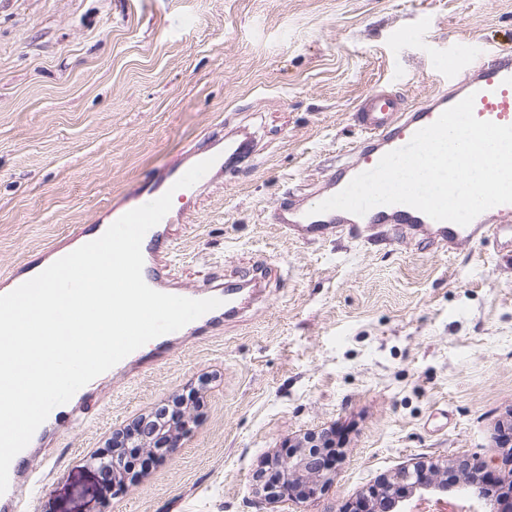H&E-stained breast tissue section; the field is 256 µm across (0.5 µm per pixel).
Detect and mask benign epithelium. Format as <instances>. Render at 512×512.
I'll return each mask as SVG.
<instances>
[{
	"instance_id": "obj_1",
	"label": "benign epithelium",
	"mask_w": 512,
	"mask_h": 512,
	"mask_svg": "<svg viewBox=\"0 0 512 512\" xmlns=\"http://www.w3.org/2000/svg\"><path fill=\"white\" fill-rule=\"evenodd\" d=\"M169 415V420L161 424L147 418L134 420L113 433L108 447L89 455L87 462L111 485H125L129 475L125 458L129 449L146 454L151 461L162 462L177 451L190 432V425L196 421L191 406L184 401L174 403ZM333 447L335 442L330 432L312 430L292 445L288 461L277 456L268 459L266 469L258 476L263 485L264 500L270 502L286 497L301 502L314 496L336 465L338 453ZM457 469L466 476L476 477L474 497L481 507H489L493 492L486 487L484 477L477 476L479 468L461 461ZM435 474V466L417 464L411 471L406 470L393 479L382 481L368 497L344 512H399L401 503L409 498V494L402 492L403 484L421 497L430 492L448 491V481L436 482Z\"/></svg>"
}]
</instances>
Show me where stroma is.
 <instances>
[{"label": "stroma", "instance_id": "1", "mask_svg": "<svg viewBox=\"0 0 512 512\" xmlns=\"http://www.w3.org/2000/svg\"><path fill=\"white\" fill-rule=\"evenodd\" d=\"M485 48L512 51V0H0V274L236 126L257 154L173 225L171 273L269 270L238 321L83 395L29 512H257L265 459L320 429L341 451L328 482L267 512H343L419 462L512 482V256L490 240L302 241L265 220L357 143L365 95L418 106ZM192 386L182 447L105 488L85 456Z\"/></svg>", "mask_w": 512, "mask_h": 512}]
</instances>
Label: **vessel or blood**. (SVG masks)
Returning a JSON list of instances; mask_svg holds the SVG:
<instances>
[{
    "label": "vessel or blood",
    "instance_id": "b4317fda",
    "mask_svg": "<svg viewBox=\"0 0 512 512\" xmlns=\"http://www.w3.org/2000/svg\"><path fill=\"white\" fill-rule=\"evenodd\" d=\"M474 99V115L483 121L512 125V56L486 50L470 57L467 69L450 86L427 96L419 106L409 108L386 90H376L360 101L353 120L360 130V139L351 155L313 192L283 201L271 210L268 220L286 233L307 241L345 234L356 241H370L406 230L424 233L429 244L455 248L460 242L493 238L500 251L512 255V204L492 207L473 223L460 226L448 221H436L423 212L404 204L380 205L365 215L357 216L342 210L315 213L314 208L327 198L342 191L358 174L376 167L384 154L409 143L416 131L434 123L440 114L465 97ZM251 151L249 141L227 139L216 153L202 150L164 166L149 181L132 189L123 205L107 207L105 217L116 219L127 211L162 196L192 164L213 159L215 180L224 177L225 154L245 157ZM182 212H169L151 228L142 242L144 265L142 275L152 289L192 299L217 298L221 304L183 327V334L202 331L242 317L257 288L268 277L266 267L253 268L245 276L224 283L210 282L192 289L180 286L170 275L169 261L175 250L170 227L181 221ZM35 444H28L12 460L9 483L0 494V512H26L29 494L40 488L41 479L24 468V461L37 455Z\"/></svg>",
    "mask_w": 512,
    "mask_h": 512
}]
</instances>
